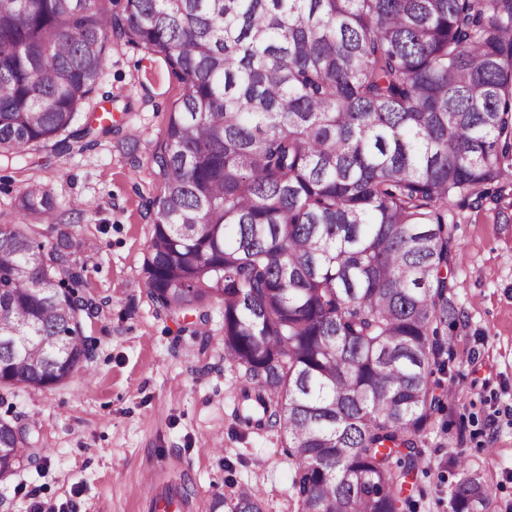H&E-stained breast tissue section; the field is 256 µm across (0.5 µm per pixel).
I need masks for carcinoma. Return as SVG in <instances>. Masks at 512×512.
I'll list each match as a JSON object with an SVG mask.
<instances>
[{
	"instance_id": "cac0c4a2",
	"label": "carcinoma",
	"mask_w": 512,
	"mask_h": 512,
	"mask_svg": "<svg viewBox=\"0 0 512 512\" xmlns=\"http://www.w3.org/2000/svg\"><path fill=\"white\" fill-rule=\"evenodd\" d=\"M184 85L152 156L144 265L171 316L224 317L234 419L284 436L297 512H398L423 462L457 244L449 206L512 197V0H0V159L112 130L85 105L112 36ZM0 224V386L94 357L83 268L43 187ZM56 234L46 242L44 232ZM38 440L0 419V481ZM450 512H492L458 457ZM262 512L244 490L210 512Z\"/></svg>"
}]
</instances>
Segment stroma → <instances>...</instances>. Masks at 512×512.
<instances>
[{"mask_svg":"<svg viewBox=\"0 0 512 512\" xmlns=\"http://www.w3.org/2000/svg\"><path fill=\"white\" fill-rule=\"evenodd\" d=\"M184 91L162 61L111 39L91 104L111 110V133L82 150L0 163V222L21 219L26 187L42 184L57 203L91 200L71 226L85 297L98 312L89 371L42 391L0 388V418L31 432L48 452L0 482V512H147L143 476L184 478L190 512L251 488L264 512H295L293 466L279 437L237 426L241 374L224 360V320L212 309L172 318L157 311L143 270L160 191L151 157ZM454 287L463 315L442 377L447 408L423 437L427 463L407 477L399 512H448L456 455L483 466L495 512H512V223L492 210L453 207Z\"/></svg>","mask_w":512,"mask_h":512,"instance_id":"1","label":"stroma"}]
</instances>
